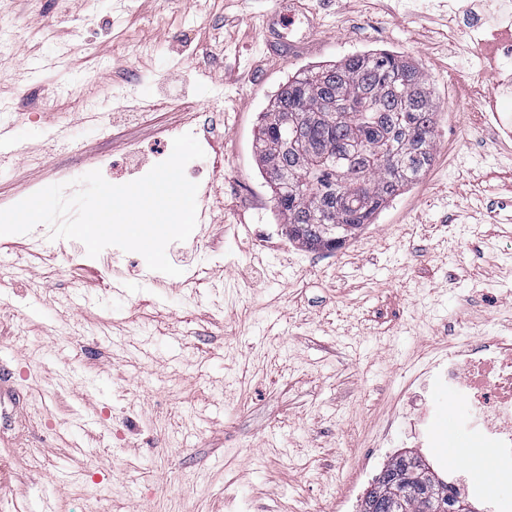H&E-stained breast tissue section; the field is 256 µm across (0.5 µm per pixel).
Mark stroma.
Instances as JSON below:
<instances>
[{"mask_svg":"<svg viewBox=\"0 0 512 512\" xmlns=\"http://www.w3.org/2000/svg\"><path fill=\"white\" fill-rule=\"evenodd\" d=\"M470 4L0 0V120L18 134L0 209L93 170L139 179L185 133L205 152L185 168L205 234L166 249L176 287L44 224L0 236V512L90 496L105 512H359L405 451L471 483L479 512H512V464L448 428L465 403L431 379L449 345L512 337V141L485 142L490 59L448 38ZM372 50L426 75L434 160L341 249L313 251L259 173L260 114L288 76Z\"/></svg>","mask_w":512,"mask_h":512,"instance_id":"35a3bbf8","label":"stroma"}]
</instances>
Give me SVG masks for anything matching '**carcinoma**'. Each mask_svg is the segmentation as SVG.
<instances>
[{"label": "carcinoma", "instance_id": "cac0c4a2", "mask_svg": "<svg viewBox=\"0 0 512 512\" xmlns=\"http://www.w3.org/2000/svg\"><path fill=\"white\" fill-rule=\"evenodd\" d=\"M437 107L424 73L388 51L293 74L261 113L259 170L288 239L333 251L434 159ZM402 459L384 463L371 512H389Z\"/></svg>", "mask_w": 512, "mask_h": 512}]
</instances>
